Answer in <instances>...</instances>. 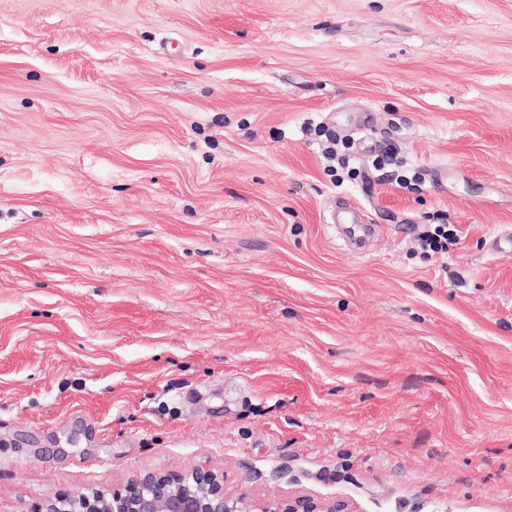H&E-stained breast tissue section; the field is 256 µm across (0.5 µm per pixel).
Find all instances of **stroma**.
<instances>
[{
  "label": "stroma",
  "mask_w": 512,
  "mask_h": 512,
  "mask_svg": "<svg viewBox=\"0 0 512 512\" xmlns=\"http://www.w3.org/2000/svg\"><path fill=\"white\" fill-rule=\"evenodd\" d=\"M197 467L512 512V0H0V512ZM448 226L447 224H437L431 232L423 235L421 240V248L428 253L447 252L448 250Z\"/></svg>",
  "instance_id": "35a3bbf8"
}]
</instances>
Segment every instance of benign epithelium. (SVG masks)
Wrapping results in <instances>:
<instances>
[{
	"instance_id": "1",
	"label": "benign epithelium",
	"mask_w": 512,
	"mask_h": 512,
	"mask_svg": "<svg viewBox=\"0 0 512 512\" xmlns=\"http://www.w3.org/2000/svg\"><path fill=\"white\" fill-rule=\"evenodd\" d=\"M43 512H352L343 500L307 494L250 500L225 486L219 472L196 468L189 473L146 471L130 477L112 494L77 492L49 502Z\"/></svg>"
}]
</instances>
